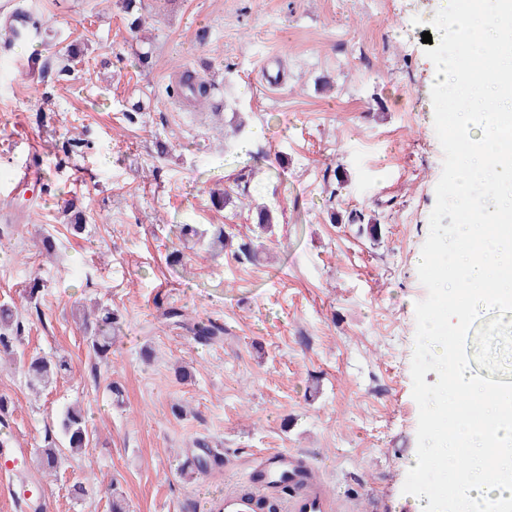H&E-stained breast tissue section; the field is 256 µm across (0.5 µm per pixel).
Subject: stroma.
Segmentation results:
<instances>
[{
  "mask_svg": "<svg viewBox=\"0 0 512 512\" xmlns=\"http://www.w3.org/2000/svg\"><path fill=\"white\" fill-rule=\"evenodd\" d=\"M35 3L40 37L0 42V181L31 162L46 178L25 214L0 198V304L17 310L20 351L72 370L36 395L23 362H0V438L28 450L0 467V512H111V484L127 512H196L234 480L220 459L193 476L200 440L245 460L307 455L360 512H411L417 268L443 163L413 20L437 0H142L139 39L122 0ZM178 68L211 83L204 107L179 103ZM250 169L249 198L223 206ZM353 211L381 238L359 234ZM185 224L224 228L260 260L186 238ZM97 302L118 315L108 361L79 322ZM171 307L220 320L223 338L194 344L163 319ZM69 406L90 445L44 472L40 448Z\"/></svg>",
  "mask_w": 512,
  "mask_h": 512,
  "instance_id": "obj_1",
  "label": "stroma"
}]
</instances>
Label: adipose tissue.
Returning a JSON list of instances; mask_svg holds the SVG:
<instances>
[{
  "instance_id": "1",
  "label": "adipose tissue",
  "mask_w": 512,
  "mask_h": 512,
  "mask_svg": "<svg viewBox=\"0 0 512 512\" xmlns=\"http://www.w3.org/2000/svg\"><path fill=\"white\" fill-rule=\"evenodd\" d=\"M453 391L465 404L440 402L429 454L416 458L417 471L428 465L452 471L453 495L440 494L432 481L418 479L413 512H512V387L490 386L470 371L466 357L446 356Z\"/></svg>"
}]
</instances>
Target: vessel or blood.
<instances>
[{
	"label": "vessel or blood",
	"instance_id": "1",
	"mask_svg": "<svg viewBox=\"0 0 512 512\" xmlns=\"http://www.w3.org/2000/svg\"><path fill=\"white\" fill-rule=\"evenodd\" d=\"M41 181L39 169L24 167L13 181L0 185V195L15 197ZM224 470L238 480L225 488L223 498L212 502L209 512H257L261 500L276 495L277 479L283 474L288 477V494L280 501V512H355L354 498L327 495L316 465L297 453L272 450L244 462L229 456Z\"/></svg>",
	"mask_w": 512,
	"mask_h": 512
}]
</instances>
